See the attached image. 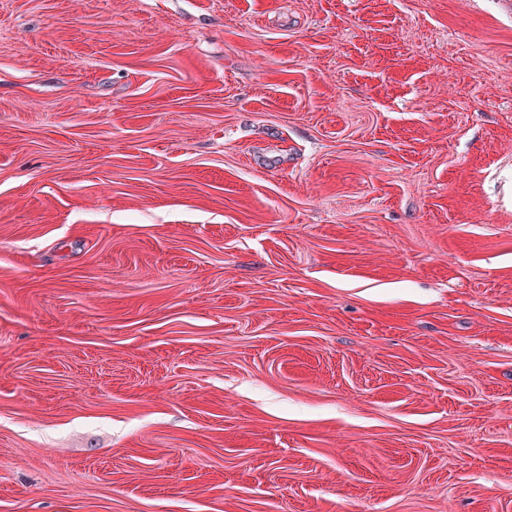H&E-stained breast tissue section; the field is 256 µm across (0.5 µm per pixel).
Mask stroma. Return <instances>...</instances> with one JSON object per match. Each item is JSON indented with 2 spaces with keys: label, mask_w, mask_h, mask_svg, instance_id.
<instances>
[{
  "label": "stroma",
  "mask_w": 512,
  "mask_h": 512,
  "mask_svg": "<svg viewBox=\"0 0 512 512\" xmlns=\"http://www.w3.org/2000/svg\"><path fill=\"white\" fill-rule=\"evenodd\" d=\"M0 512H512V0H0Z\"/></svg>",
  "instance_id": "stroma-1"
}]
</instances>
